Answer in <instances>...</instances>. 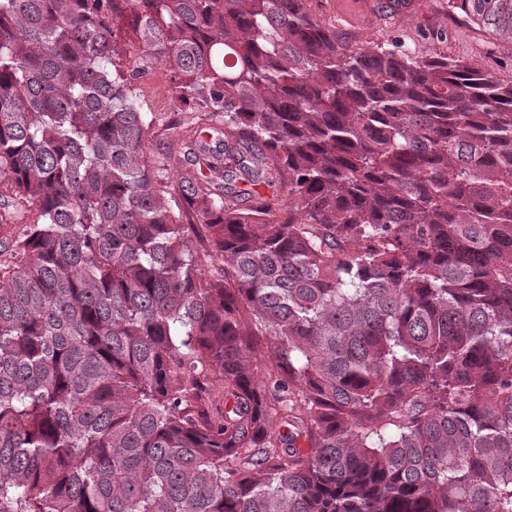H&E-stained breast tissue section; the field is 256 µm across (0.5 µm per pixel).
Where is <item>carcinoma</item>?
<instances>
[{"label": "carcinoma", "mask_w": 512, "mask_h": 512, "mask_svg": "<svg viewBox=\"0 0 512 512\" xmlns=\"http://www.w3.org/2000/svg\"><path fill=\"white\" fill-rule=\"evenodd\" d=\"M3 191L0 512H512V83L312 0H0ZM136 92L149 112H174L171 74L165 65L153 67L134 81Z\"/></svg>", "instance_id": "cac0c4a2"}]
</instances>
